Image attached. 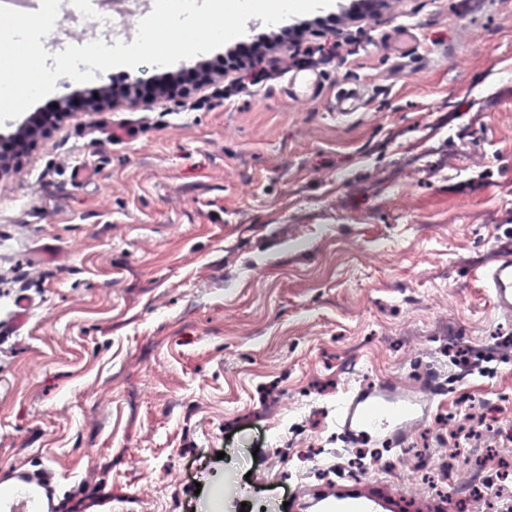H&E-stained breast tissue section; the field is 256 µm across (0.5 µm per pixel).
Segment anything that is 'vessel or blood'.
<instances>
[{"mask_svg":"<svg viewBox=\"0 0 512 512\" xmlns=\"http://www.w3.org/2000/svg\"><path fill=\"white\" fill-rule=\"evenodd\" d=\"M495 312L512 317V256L482 272ZM443 393L435 374L420 378L380 379L352 389L336 408L337 434L348 448L366 444L409 447L416 428L427 422ZM50 472L23 480L12 491H0V512H50ZM313 512H394L389 499L362 486H340L314 496Z\"/></svg>","mask_w":512,"mask_h":512,"instance_id":"1","label":"vessel or blood"}]
</instances>
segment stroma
<instances>
[{
	"mask_svg": "<svg viewBox=\"0 0 512 512\" xmlns=\"http://www.w3.org/2000/svg\"><path fill=\"white\" fill-rule=\"evenodd\" d=\"M280 54L90 112L62 77L0 125L61 113L0 163V471L52 469L54 512H254L362 480L442 512L476 470L484 512L512 502V319L474 277L512 256V0H375ZM306 73L319 95L289 91ZM426 369L433 416L359 466L337 401Z\"/></svg>",
	"mask_w": 512,
	"mask_h": 512,
	"instance_id": "35a3bbf8",
	"label": "stroma"
}]
</instances>
